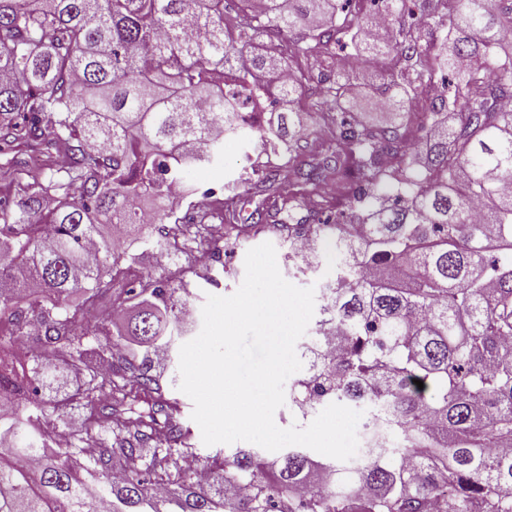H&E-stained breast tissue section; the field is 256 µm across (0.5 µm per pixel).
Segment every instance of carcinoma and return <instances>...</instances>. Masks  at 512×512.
Here are the masks:
<instances>
[{"mask_svg": "<svg viewBox=\"0 0 512 512\" xmlns=\"http://www.w3.org/2000/svg\"><path fill=\"white\" fill-rule=\"evenodd\" d=\"M0 0V153L62 149L15 206L0 205V512H512V4L368 0L392 18L363 46L352 0ZM387 54L374 92L392 108L448 96L421 115V171L403 167L402 123L364 127L341 106L354 82L329 50ZM317 49V72L283 78L287 55ZM336 106L328 154L308 155L295 110L305 87ZM260 135L279 155L256 169L255 211L288 175L307 198L306 233L342 256L321 290L310 372L292 402L368 410L369 457L355 469L305 448L204 457L189 441L173 380L154 352L186 324L185 288L136 274L138 254L100 234L105 221L145 246L202 237L205 225L130 200L167 199L187 172L220 162L224 140ZM288 141V153L279 152ZM356 189L336 222L315 196L331 179ZM138 300L112 339V285ZM29 339L21 373L3 367ZM423 382L418 388L414 380ZM84 413L56 443L46 419Z\"/></svg>", "mask_w": 512, "mask_h": 512, "instance_id": "carcinoma-1", "label": "carcinoma"}]
</instances>
